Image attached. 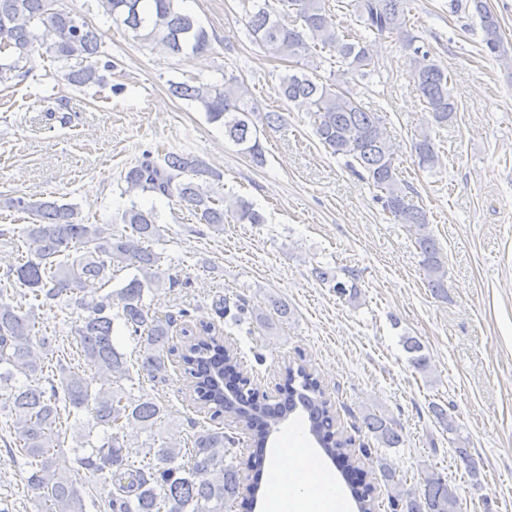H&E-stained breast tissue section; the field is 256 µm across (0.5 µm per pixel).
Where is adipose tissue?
<instances>
[{
	"label": "adipose tissue",
	"mask_w": 512,
	"mask_h": 512,
	"mask_svg": "<svg viewBox=\"0 0 512 512\" xmlns=\"http://www.w3.org/2000/svg\"><path fill=\"white\" fill-rule=\"evenodd\" d=\"M269 495L265 512H349L335 476L307 448L299 426L284 434L268 459Z\"/></svg>",
	"instance_id": "1"
}]
</instances>
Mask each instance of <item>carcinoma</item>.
<instances>
[{"instance_id": "carcinoma-1", "label": "carcinoma", "mask_w": 512, "mask_h": 512, "mask_svg": "<svg viewBox=\"0 0 512 512\" xmlns=\"http://www.w3.org/2000/svg\"><path fill=\"white\" fill-rule=\"evenodd\" d=\"M471 2L485 47L508 60L497 13L485 0ZM97 5L103 16L132 31L153 50L178 57L202 56L211 50L212 35L194 16L181 11L177 0H97ZM405 5V0H352L350 7L365 31L402 39L428 123L441 128L457 115L451 75L431 59L429 51L415 45L416 37L407 30ZM241 7L249 35L269 57L303 64L281 76L282 99L306 107L320 144L331 155L345 158L347 168L380 190L378 200L396 223L414 228L427 288L448 299L441 247L428 230L426 212L411 203L409 186L399 178L397 149L383 117L364 108L353 93H338L336 85L323 82L319 74L324 64L333 63L341 79L369 76L376 71L370 42L340 29L329 0H275L273 5L270 0H241ZM40 49L59 64L57 80L77 88L100 84V72L115 68L112 61L102 60L98 31L83 16L58 9L57 0H0V84L23 83L29 75L26 63ZM170 91L194 103L209 122L223 126L224 136L260 164L265 153L259 124L278 129L286 123L280 112L260 114L248 85L233 74L224 75L221 85L197 78L172 81ZM411 151L420 168L437 166L430 132L412 141ZM209 180L219 181L221 174L194 155L174 151L159 162L147 153L123 175L124 193L175 197L204 224H222L227 214L241 223H264L251 202L238 197L229 203L204 188ZM4 207L29 215L30 222L21 231L26 252L10 265L6 281L0 283V411L11 415L17 452L34 461L26 483L35 506L46 512H86L83 489L71 476L82 469L109 488L105 512H224L231 507L241 480L234 461H226L233 455L235 440L223 430L200 429L184 450L169 445L150 448L147 454L156 458L155 464H135L132 451L120 438L128 426L153 428L163 414L155 401L128 393L120 382L133 383L143 373L165 378V355L174 352L169 347L174 317L158 316L145 302L146 293L165 284L177 285V279L161 269L160 254L147 246L161 236L156 213L131 205L122 216L124 233L115 235L110 225L89 224L75 205L57 199L11 197ZM125 269L134 274L122 287L105 290L114 273ZM315 273L333 284L339 295L358 298L353 272H348L346 281L321 268ZM49 301L73 303L82 310L74 339L86 365L99 375L98 389H91L82 374L63 365L56 369L57 377L43 376L51 340L35 331L36 310ZM118 325L152 347L134 365L113 343ZM182 333L194 339L181 356L192 401L211 412L214 421L224 413L220 379L224 371L238 367V359L232 352L224 355V333L213 322L201 321ZM401 342L412 366L428 371L430 357L423 343L415 336H403ZM18 373L26 382L18 383ZM284 381L279 404L253 400L238 409L255 423L253 443L264 440L272 425L299 408L313 421L325 453L335 458L349 453L352 440L333 431L332 405L319 378L299 364L285 368ZM63 411L75 418L86 413L93 420L80 435V444L68 450L61 448L57 430ZM363 424L385 447L399 446L397 431L384 417L368 414ZM383 477L393 486L389 503L395 512H457L456 495L435 472L424 477L418 495L400 491L391 471L383 470ZM350 487L361 512H374L371 485Z\"/></svg>"}]
</instances>
